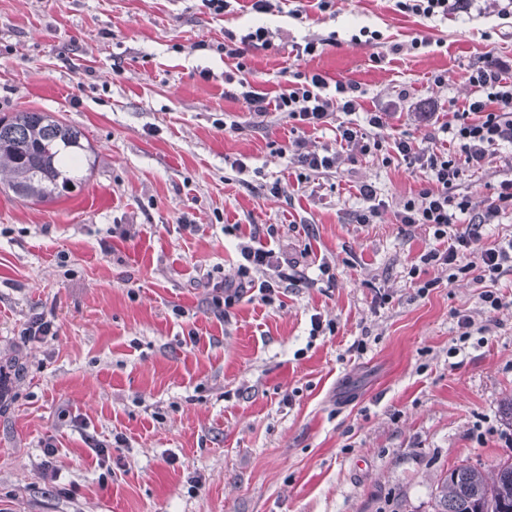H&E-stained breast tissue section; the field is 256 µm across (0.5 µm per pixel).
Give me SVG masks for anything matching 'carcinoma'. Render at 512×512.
I'll return each mask as SVG.
<instances>
[{
  "instance_id": "carcinoma-1",
  "label": "carcinoma",
  "mask_w": 512,
  "mask_h": 512,
  "mask_svg": "<svg viewBox=\"0 0 512 512\" xmlns=\"http://www.w3.org/2000/svg\"><path fill=\"white\" fill-rule=\"evenodd\" d=\"M84 134L51 112L0 116V175L17 197L50 201L77 185L67 170L92 147ZM435 512H512V458L492 475L459 466L442 476L435 490Z\"/></svg>"
}]
</instances>
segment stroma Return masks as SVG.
<instances>
[{
  "instance_id": "1",
  "label": "stroma",
  "mask_w": 512,
  "mask_h": 512,
  "mask_svg": "<svg viewBox=\"0 0 512 512\" xmlns=\"http://www.w3.org/2000/svg\"><path fill=\"white\" fill-rule=\"evenodd\" d=\"M256 23L277 44L246 54L259 91L287 87L293 62L354 80L362 109L389 106L387 133L417 142L414 113L449 120L469 70L512 57V18L434 21L392 0H282L258 18L202 0H0V115L55 113L94 149L56 200L0 190V512H432L447 470L512 457V269L492 313L472 276L410 277L433 237L395 219L423 184L406 165L370 156L301 179L287 118L224 93L235 62L216 46ZM364 26L381 45L352 42ZM310 34L336 41L295 60ZM423 36L442 47L392 50ZM364 181L387 203L375 224L350 215ZM228 224L300 280L221 317L207 275L236 274ZM459 313L471 336L453 355ZM39 317L55 336L26 339Z\"/></svg>"
}]
</instances>
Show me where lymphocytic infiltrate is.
I'll return each instance as SVG.
<instances>
[{"label": "lymphocytic infiltrate", "mask_w": 512, "mask_h": 512, "mask_svg": "<svg viewBox=\"0 0 512 512\" xmlns=\"http://www.w3.org/2000/svg\"><path fill=\"white\" fill-rule=\"evenodd\" d=\"M397 11L427 19L451 14L491 13L512 15V0H394ZM275 44L268 28L259 26L243 32L225 30L220 45L225 56L236 62L235 73L224 76L226 84L236 85L251 112L265 115L268 110L286 114L296 129H317L336 120V148H309L305 139H295L291 160L307 173L337 172L343 157L357 159L381 156L383 164L398 159L423 175V186L416 197L403 202L396 212L398 223L424 224L432 229L436 245L421 255L426 266H448L449 270L474 274L476 282L488 283L481 298L487 310H498L502 299L491 290L505 269L512 268V238L494 246L474 250L485 226L495 223L512 209V177L498 182L494 198L482 211H473L469 197L460 190L467 171L483 169L489 159L506 147L512 148V62L487 58L471 68L468 83L472 93L453 120L435 126L420 143L408 136L393 138L390 154H383L381 132L387 126V112L378 108L366 112L363 122L354 114L365 92L360 83H335L321 74L295 72L288 88L275 99H267L245 78L247 50H271ZM243 259L233 281L211 277L208 304L213 313L224 315L239 302L244 292H256L265 304H272L285 284L296 282L294 265L278 261L272 250L244 245ZM271 269L273 277L255 280V272Z\"/></svg>", "instance_id": "1"}]
</instances>
